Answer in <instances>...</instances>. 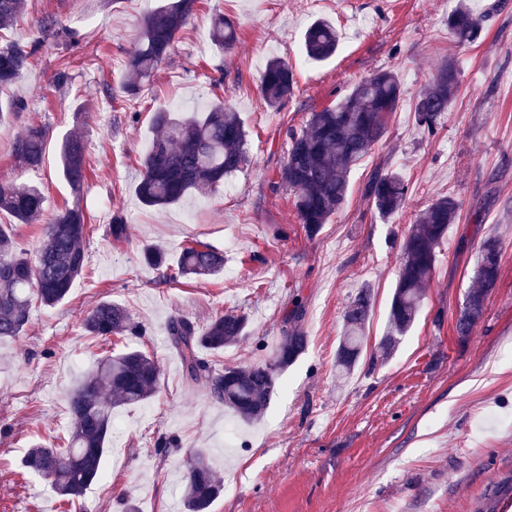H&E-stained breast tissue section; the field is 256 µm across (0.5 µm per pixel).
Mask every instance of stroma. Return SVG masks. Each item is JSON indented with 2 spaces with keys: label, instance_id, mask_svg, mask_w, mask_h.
Returning a JSON list of instances; mask_svg holds the SVG:
<instances>
[{
  "label": "stroma",
  "instance_id": "35a3bbf8",
  "mask_svg": "<svg viewBox=\"0 0 512 512\" xmlns=\"http://www.w3.org/2000/svg\"><path fill=\"white\" fill-rule=\"evenodd\" d=\"M483 20L481 39L460 44L448 32L457 0H198L170 59L131 98L126 58L140 21L161 0H25L23 17L0 29V43L41 40L53 16L77 45L41 40L30 66L1 99L26 101L0 120V184L32 182L46 197L44 220L65 206L87 214V269L66 299L33 304L21 336L0 341V512H183L184 464L206 449L224 492L210 512H505L512 499V428L477 431L483 409L512 415V0H467ZM221 13L237 30L228 50L210 39ZM340 35L336 55L303 53L316 19ZM293 66V93L280 108L259 94L267 58ZM455 61L460 88L435 135L415 124V96L439 66ZM395 70L404 89L384 137L350 174L344 206L315 235L298 220L281 180L290 132L312 112L335 105L361 79ZM66 79H59V71ZM223 78L214 88V78ZM224 98L239 112L249 161L209 198L188 195L162 209L136 195L139 163L153 138L157 109L191 113ZM32 123L48 130L40 169L18 166L14 141ZM81 135L86 178L73 192L58 161L63 138ZM399 173L409 186L402 213L380 217L364 195L377 173ZM441 195L462 207L438 249L422 312L389 357L378 344L399 266L400 242L416 213ZM121 214L127 237L109 234ZM502 247L500 279L466 343L454 320L472 282L469 263L482 238ZM223 253L233 276L161 283L143 258L158 246L176 263L183 247ZM370 286L373 308L358 365L334 366L344 308ZM303 314L289 322L294 301ZM125 307L139 336L101 342L81 321L92 306ZM247 317L246 336L204 358L213 370L270 360L286 330L308 338L285 369L263 416L238 425L222 451L231 414L204 383L186 378L171 347V318L204 331L219 314ZM148 352L159 383L146 405L116 409L123 433L111 435L105 478L67 506L43 478L24 473L34 443L53 444L71 427L66 395L103 351ZM176 441L161 451L162 438Z\"/></svg>",
  "mask_w": 512,
  "mask_h": 512
}]
</instances>
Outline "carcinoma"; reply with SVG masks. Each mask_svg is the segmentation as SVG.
I'll list each match as a JSON object with an SVG mask.
<instances>
[{
    "instance_id": "obj_1",
    "label": "carcinoma",
    "mask_w": 512,
    "mask_h": 512,
    "mask_svg": "<svg viewBox=\"0 0 512 512\" xmlns=\"http://www.w3.org/2000/svg\"><path fill=\"white\" fill-rule=\"evenodd\" d=\"M195 7L196 0H169L142 19L137 47L126 64L130 80L123 87L125 94L137 95L141 85L166 63L174 51L177 32L191 19ZM23 9L24 0H0V29L12 25ZM448 28L460 43L477 41L483 30L481 18L464 3L448 19ZM40 30L47 38L71 36L52 17L41 20ZM210 36L224 49L237 42L235 26L222 14L212 16ZM303 43L308 58L323 60L336 53L340 40L336 27L317 19L305 30ZM39 47L36 41L0 44V90L20 78ZM458 78V68L450 61L416 95L414 114L422 132L432 135L445 123L448 104L458 90ZM292 91L293 72L288 62L277 57L267 60L260 85L267 106L279 108ZM402 98L397 74L380 70L358 83L336 105L311 113L305 129L291 135L281 179L295 194L298 219L308 234H315L342 208L352 168L383 136L386 116L398 110ZM152 125L155 135L136 185L140 201L148 207L172 205L189 193L210 197L224 185V178L241 170L247 161L244 122L222 101L188 117H176L172 111L160 109L154 113ZM46 137L47 131L40 124L26 128L14 145L19 166L32 169L42 164ZM59 159L64 178L79 190L84 180L82 141L75 136L63 140ZM408 194L407 183L396 172L374 175L364 189L365 197L383 218L401 211ZM44 204V194L32 183L0 185V214L10 215L19 224L34 223L43 213ZM459 210L455 198L440 196L425 208L403 238L387 331L381 340L384 356L391 354L420 315L437 250ZM88 235L89 224L78 204L62 208L51 223L44 225L42 243L33 257L18 249L12 233L0 224V340L23 332L33 302L51 307L68 296L86 266ZM146 259L161 271L162 282L168 284L189 277H214L224 269V256L201 244L184 247L174 265L166 262L158 248L147 249ZM500 267V242L493 235L487 236L474 255L473 283L456 315L454 330L459 341H466L480 321L485 299L498 282ZM371 309L369 287L360 289L346 306L336 355V366L342 372L353 371L360 359ZM83 328L86 335L99 339L141 335L127 311L110 301L97 303L84 318ZM246 329V318L233 314L215 317L201 334L181 317L167 325L186 377L204 382L212 397L224 403L228 411L250 422L265 412L281 372L304 353L307 337L295 328L287 331L272 361L247 369L216 372L201 358L202 350H222L243 336ZM158 378L154 360L142 350L132 348L100 358L68 394L72 426L66 447L35 446L28 450L24 467L45 478L58 497H79L104 475L113 410L149 401ZM223 489L207 453L196 450L186 462V512H208Z\"/></svg>"
}]
</instances>
